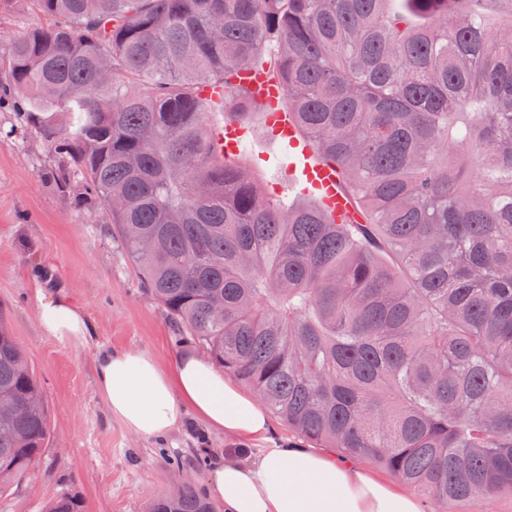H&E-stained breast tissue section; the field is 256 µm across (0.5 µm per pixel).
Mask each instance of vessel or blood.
<instances>
[{
    "label": "vessel or blood",
    "instance_id": "1",
    "mask_svg": "<svg viewBox=\"0 0 512 512\" xmlns=\"http://www.w3.org/2000/svg\"><path fill=\"white\" fill-rule=\"evenodd\" d=\"M248 87L257 97L271 103L276 102L284 95L281 86L260 72L251 75ZM269 123L275 133L281 137L289 155L295 157L299 162L302 178L298 181L297 186L300 191L305 194L317 193L335 212L347 218L355 217L356 212L341 186L336 167L325 166L313 160L312 147L301 143L285 112L272 111Z\"/></svg>",
    "mask_w": 512,
    "mask_h": 512
}]
</instances>
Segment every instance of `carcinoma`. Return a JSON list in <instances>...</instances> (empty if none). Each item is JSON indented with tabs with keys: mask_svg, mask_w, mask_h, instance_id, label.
Listing matches in <instances>:
<instances>
[{
	"mask_svg": "<svg viewBox=\"0 0 512 512\" xmlns=\"http://www.w3.org/2000/svg\"><path fill=\"white\" fill-rule=\"evenodd\" d=\"M19 5L44 23L0 45V103L171 321L306 440L459 512L512 492V0ZM266 62L364 222L274 203L217 143ZM49 439L0 323V493ZM149 512L214 506L188 482Z\"/></svg>",
	"mask_w": 512,
	"mask_h": 512,
	"instance_id": "1",
	"label": "carcinoma"
}]
</instances>
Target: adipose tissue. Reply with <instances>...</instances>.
<instances>
[{
    "mask_svg": "<svg viewBox=\"0 0 512 512\" xmlns=\"http://www.w3.org/2000/svg\"><path fill=\"white\" fill-rule=\"evenodd\" d=\"M37 321L63 347L95 348L96 389L136 436L168 435L191 414L239 443L237 457L216 461L211 473L224 512H423L395 482L331 454L281 445L253 450L252 442L270 431L266 410L196 353H182L165 368L147 351L96 347L85 310L61 293H38Z\"/></svg>",
    "mask_w": 512,
    "mask_h": 512,
    "instance_id": "obj_1",
    "label": "adipose tissue"
}]
</instances>
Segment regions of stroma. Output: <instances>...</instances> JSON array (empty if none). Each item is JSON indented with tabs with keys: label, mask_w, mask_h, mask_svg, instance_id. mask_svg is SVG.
Here are the masks:
<instances>
[{
	"label": "stroma",
	"mask_w": 512,
	"mask_h": 512,
	"mask_svg": "<svg viewBox=\"0 0 512 512\" xmlns=\"http://www.w3.org/2000/svg\"><path fill=\"white\" fill-rule=\"evenodd\" d=\"M250 126L243 164L261 185H279L282 205L300 202L295 173L276 166L281 145L267 136L263 114ZM54 163L13 112H0V323L42 382L52 430L39 463L0 495V512H45L65 492L82 497L84 512H147L186 475L211 495L213 460L229 455L233 440L191 416L161 438L133 435L96 391L93 351L62 347L40 332L41 288L83 307L102 346L145 350L166 367L196 347L147 291L107 212L86 211L47 181Z\"/></svg>",
	"instance_id": "stroma-1"
}]
</instances>
